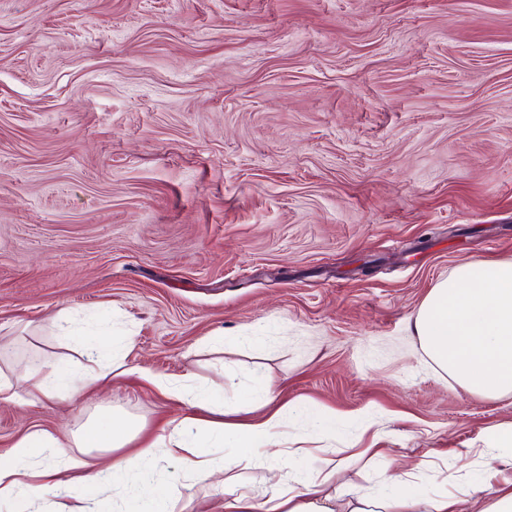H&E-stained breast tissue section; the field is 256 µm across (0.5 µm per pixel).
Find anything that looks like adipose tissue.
<instances>
[{
    "instance_id": "adipose-tissue-1",
    "label": "adipose tissue",
    "mask_w": 512,
    "mask_h": 512,
    "mask_svg": "<svg viewBox=\"0 0 512 512\" xmlns=\"http://www.w3.org/2000/svg\"><path fill=\"white\" fill-rule=\"evenodd\" d=\"M109 379L106 371L76 374L69 364L56 359L32 363L24 374L26 393L37 400L54 397L64 388L73 393L98 388ZM198 404L208 409V417L193 412L177 417L171 421L170 432L161 438L159 446L149 445L133 454L125 453L124 448L138 436V429L111 413L85 427L79 438L81 452L77 455L68 453L54 432L28 431L7 454L0 455V502L25 496L40 502L42 512H96L97 502L88 497H81L76 507L69 506L68 500L75 489L82 487L105 494L111 481L116 480L127 491L130 512H175L167 497L158 496L146 503L138 493L140 478L151 467L155 450L160 447L167 457L180 462L185 479L222 476L224 512H334L333 507L321 503L317 488L335 477V460H325L312 478L300 474L288 478L277 465H269L265 476L269 495L257 503L241 492L231 465L208 455V448L223 447L228 441L246 456L273 443L286 447L292 457L310 455V448L289 447L283 431L282 409L246 421L227 413L219 399L205 397ZM46 448L61 454L63 465L48 463L29 468V461ZM497 473L496 465H489L487 477L471 483L464 497L439 496L432 501L430 512H467L474 504L479 505L480 512H512V489L500 486Z\"/></svg>"
}]
</instances>
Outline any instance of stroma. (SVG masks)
Segmentation results:
<instances>
[{
  "mask_svg": "<svg viewBox=\"0 0 512 512\" xmlns=\"http://www.w3.org/2000/svg\"><path fill=\"white\" fill-rule=\"evenodd\" d=\"M506 258L512 0H0V372L98 368L62 309L133 340L106 388L1 402L0 454L109 410L162 434L186 407L146 369L228 410L290 403L289 441L324 456L375 448L324 485L336 512L388 477L459 494L512 394L439 372L412 322L457 266ZM220 454L265 500L276 448ZM139 488L224 512L161 453ZM141 377L169 400L190 402L189 398L193 394L190 375L185 374L181 377H170L143 371Z\"/></svg>",
  "mask_w": 512,
  "mask_h": 512,
  "instance_id": "35a3bbf8",
  "label": "stroma"
}]
</instances>
